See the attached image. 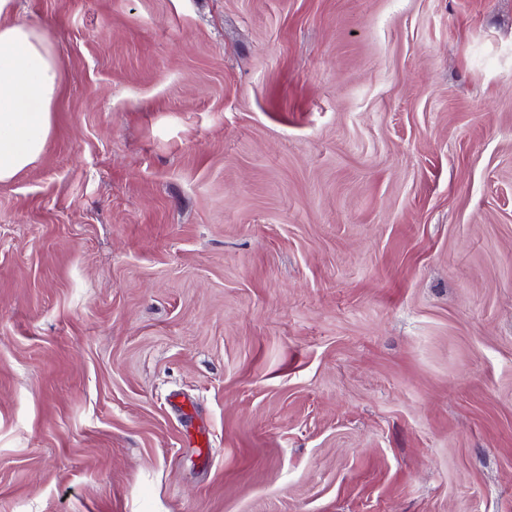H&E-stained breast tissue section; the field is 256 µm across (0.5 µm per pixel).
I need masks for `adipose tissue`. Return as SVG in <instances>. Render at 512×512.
Wrapping results in <instances>:
<instances>
[{
  "mask_svg": "<svg viewBox=\"0 0 512 512\" xmlns=\"http://www.w3.org/2000/svg\"><path fill=\"white\" fill-rule=\"evenodd\" d=\"M61 80L47 30L19 18L15 0H0V183L43 155Z\"/></svg>",
  "mask_w": 512,
  "mask_h": 512,
  "instance_id": "adipose-tissue-1",
  "label": "adipose tissue"
}]
</instances>
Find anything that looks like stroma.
Listing matches in <instances>:
<instances>
[{
	"instance_id": "obj_1",
	"label": "stroma",
	"mask_w": 512,
	"mask_h": 512,
	"mask_svg": "<svg viewBox=\"0 0 512 512\" xmlns=\"http://www.w3.org/2000/svg\"><path fill=\"white\" fill-rule=\"evenodd\" d=\"M0 512H512V0H20ZM15 1L0 0V183L45 152L62 80L47 30L19 18Z\"/></svg>"
}]
</instances>
